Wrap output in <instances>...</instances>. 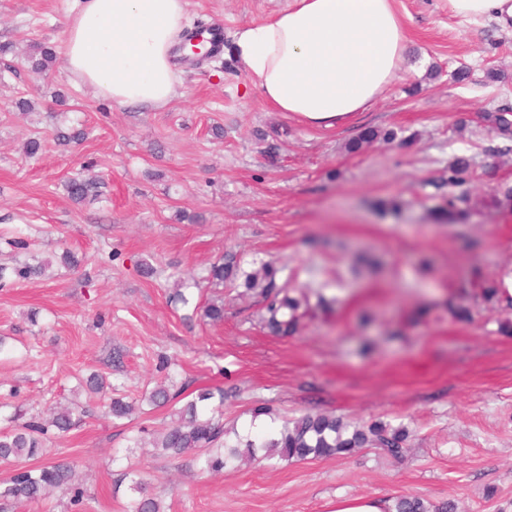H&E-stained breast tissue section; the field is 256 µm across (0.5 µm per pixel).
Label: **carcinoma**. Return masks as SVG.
I'll return each instance as SVG.
<instances>
[{
    "label": "carcinoma",
    "instance_id": "carcinoma-1",
    "mask_svg": "<svg viewBox=\"0 0 512 512\" xmlns=\"http://www.w3.org/2000/svg\"><path fill=\"white\" fill-rule=\"evenodd\" d=\"M57 62L55 47L46 43L35 46L30 68L39 74ZM85 136L82 124L74 122L69 126H58L54 130V141L61 146L78 143ZM470 161L460 156L448 167V184L464 185L470 177ZM68 198L81 204L99 196L101 181L71 178L64 184ZM464 202L461 196L448 200L447 205L435 210L438 217L445 218L448 224H459L470 217L467 209L458 206ZM47 264L33 266L25 264L12 269L18 279H29L45 273ZM279 268L272 263H264L254 271L244 269L233 255H227L222 262L210 266L205 280L215 285H228L256 293L263 302L265 326L278 336H288L295 332L300 318L302 302L290 295L288 283L279 282ZM213 397L210 392L199 395L198 400L187 402L175 410L171 427L161 434L155 447L162 453L178 458L189 452L196 454L195 460L203 472H217L227 464L246 453L256 456L258 449L266 450L265 456L275 454L285 458L307 459L328 458L345 455L355 448L367 446L379 448L392 457L401 455L409 432L404 429H389L380 422L359 425L352 431L344 430L340 420L322 414H306L292 424H284L275 438H238L235 445L226 448L224 440V413L216 407L208 414L198 411L197 401ZM81 421L80 415L68 407H48L45 416L34 417L27 422L16 423L0 430V462L11 463L20 459H33L44 453L45 441L52 433H66ZM73 466L52 462L23 466L6 481L0 482V499L20 505L35 503L45 499L53 490L70 495L69 502L74 507L84 503V490L72 482ZM133 490L139 497L133 499L126 512H161L159 504L151 497L143 495L144 488L139 481L134 482ZM392 512H454V507L446 503L430 510L424 500L416 496H399L390 506Z\"/></svg>",
    "mask_w": 512,
    "mask_h": 512
}]
</instances>
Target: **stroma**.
Segmentation results:
<instances>
[{
  "label": "stroma",
  "instance_id": "obj_1",
  "mask_svg": "<svg viewBox=\"0 0 512 512\" xmlns=\"http://www.w3.org/2000/svg\"><path fill=\"white\" fill-rule=\"evenodd\" d=\"M288 2L187 0V10L229 44ZM74 6L0 0V43L15 45L0 55V265L50 264L0 287V429L19 409H87L47 442L52 459L75 462L86 512H125L136 480L162 512H329L339 496L401 495L512 512V303L477 296L480 283L512 278V206L494 202L512 184V137L484 119L512 120V29L452 17L448 0H394L408 38L401 71L367 111L319 129L273 110L227 52L178 64V95L160 110L101 98L59 64L32 73L29 45L64 46ZM459 69L465 81H454ZM22 97L32 112L15 108ZM54 113L80 116L86 139L57 146ZM369 129L396 137L347 152ZM33 136L45 147L29 158ZM460 155L471 176L455 189L446 178ZM78 174L100 178L98 200L67 198L62 183ZM458 193L467 223L437 222L434 209ZM18 236L28 249L12 247ZM67 250L80 267L62 264ZM227 254L249 270L277 263L295 297L312 301L295 334L264 329L256 297L204 283ZM180 281L190 305L171 299ZM321 296L332 309L316 308ZM216 299L224 318L213 322L201 308ZM461 301L472 321L449 314ZM93 373L131 415H107L106 397L84 384ZM161 385L185 402L223 390L231 444L266 406L279 424L324 413L402 427L408 450L236 461L208 474L152 447L176 409L150 402Z\"/></svg>",
  "mask_w": 512,
  "mask_h": 512
}]
</instances>
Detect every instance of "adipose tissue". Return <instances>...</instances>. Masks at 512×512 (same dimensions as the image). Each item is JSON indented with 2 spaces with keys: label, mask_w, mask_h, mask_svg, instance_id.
I'll list each match as a JSON object with an SVG mask.
<instances>
[{
  "label": "adipose tissue",
  "mask_w": 512,
  "mask_h": 512,
  "mask_svg": "<svg viewBox=\"0 0 512 512\" xmlns=\"http://www.w3.org/2000/svg\"><path fill=\"white\" fill-rule=\"evenodd\" d=\"M448 10L512 26V0H448ZM188 28L187 0H76L63 64L113 103L161 108L177 94L173 49ZM234 53L276 111L328 129L386 92L407 38L393 0H290L237 32Z\"/></svg>",
  "instance_id": "obj_1"
}]
</instances>
